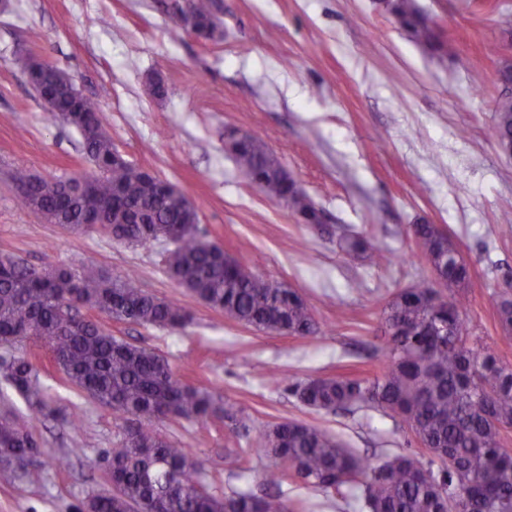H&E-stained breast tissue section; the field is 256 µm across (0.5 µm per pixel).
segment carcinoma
<instances>
[{
    "label": "carcinoma",
    "instance_id": "obj_1",
    "mask_svg": "<svg viewBox=\"0 0 512 512\" xmlns=\"http://www.w3.org/2000/svg\"><path fill=\"white\" fill-rule=\"evenodd\" d=\"M395 24L423 51L448 54L415 0H385ZM214 0H191L186 7L194 34L214 38L219 23ZM17 62L51 117L73 128L95 172L68 178L33 179L20 170L13 180L29 185L24 206L72 232L95 221L128 244L145 245L167 234L176 239L166 267L177 284L204 305L259 331L293 336L316 334L318 323L306 300L293 288L259 280L251 267L224 255V249L199 233L197 209L186 196L151 171L125 161L112 144L101 105L81 94L57 65L24 52ZM499 148L512 153V94L495 103ZM236 165L304 224L322 223L315 202L291 179L266 146L250 134L235 138ZM415 248L435 278L445 281L448 297L431 283L395 292L383 310L385 343L381 371L371 378H317L295 387L313 409L352 412L378 408L408 428L425 446L429 459L395 453L371 464L338 437L294 420L266 430L260 447L250 449L273 460L264 473L274 491L256 495L235 491L218 497L196 488L200 465L183 448L159 434L153 422L185 419L206 422L223 413L213 395L175 379L157 353L116 339L91 317L64 321V303L86 305L110 318L178 330L191 313L141 287L132 273L108 275L92 266L37 269L0 257V343L27 340L48 347L68 380L121 418H134L116 448L101 463L117 492L95 495L83 512H287L275 488L291 470L304 485L332 489L366 512H445L455 491L474 501L475 512H512V367L470 335L462 317L469 268L448 233L437 224L410 228ZM341 247L370 260L379 249L349 235ZM502 329L512 332V288L494 295ZM0 376L22 395L30 410L61 419L78 431L79 412L50 408L37 371L25 351L0 357ZM38 449L18 420L0 415V464L27 462L24 479L41 478Z\"/></svg>",
    "mask_w": 512,
    "mask_h": 512
}]
</instances>
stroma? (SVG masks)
<instances>
[{
	"label": "stroma",
	"mask_w": 512,
	"mask_h": 512,
	"mask_svg": "<svg viewBox=\"0 0 512 512\" xmlns=\"http://www.w3.org/2000/svg\"><path fill=\"white\" fill-rule=\"evenodd\" d=\"M172 0H6L0 6V255L38 269L89 264L135 273L143 288L189 309L171 331L99 315L125 342L163 356L180 383L221 397L206 423L161 419L157 430L202 464L221 496L265 490L267 458L242 470L236 449L254 448L272 425L318 426L371 458L418 452L411 433L382 410H314L294 385L379 371L382 310L393 293L431 279L415 257L413 224L444 227L470 272L463 317L512 365V333L500 328L493 293L512 273V154L497 146L495 101L504 93L488 44L512 58V0H416L450 50L425 54L381 0H220L221 34L173 29ZM64 69L100 102L115 148L195 204L198 228L267 282L296 289L319 324L301 338L258 331L200 304L168 274L172 245L132 246L103 230L69 231L25 207L12 180L92 173L79 134L53 120L15 62L19 51ZM161 79L165 96L151 90ZM253 134L322 209L302 224L238 171L224 134ZM370 238L373 263L339 246L343 232ZM51 405L84 417L80 432L35 415L0 378V412L34 438L42 479L0 472V512H79L113 485L100 461L126 424L80 392L42 345L30 348ZM289 509L359 512L318 488L285 479Z\"/></svg>",
	"instance_id": "stroma-1"
}]
</instances>
